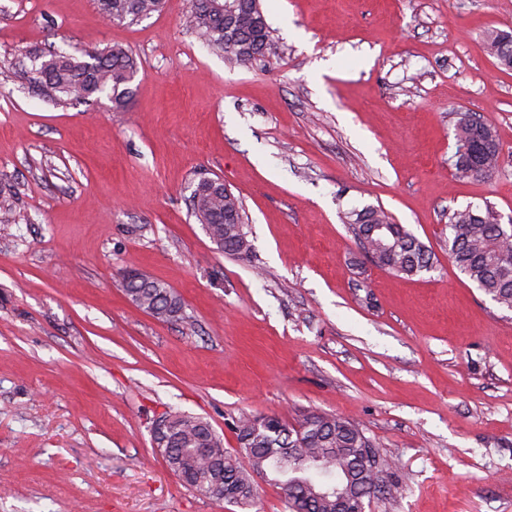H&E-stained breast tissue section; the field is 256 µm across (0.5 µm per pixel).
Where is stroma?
Instances as JSON below:
<instances>
[{"label": "stroma", "instance_id": "1", "mask_svg": "<svg viewBox=\"0 0 512 512\" xmlns=\"http://www.w3.org/2000/svg\"><path fill=\"white\" fill-rule=\"evenodd\" d=\"M261 4L274 51L237 64L186 30L187 0L124 24L96 0H0V69L34 46L140 64L119 110L0 86V512H241L166 467L171 408L229 450L245 414H340L405 488L366 512H512V310L448 258L455 210L512 224V70L486 49L512 0ZM461 112L497 132L492 177L452 165ZM203 176L240 198L249 256L192 214ZM367 206L432 268L367 257L341 220ZM132 271L186 322L137 310ZM148 288L137 281L133 274L123 278V290L126 296H136L144 308L154 309L156 315L151 314L164 322L184 321V304L181 298L164 282L152 279Z\"/></svg>", "mask_w": 512, "mask_h": 512}]
</instances>
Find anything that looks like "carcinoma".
Instances as JSON below:
<instances>
[{"label": "carcinoma", "mask_w": 512, "mask_h": 512, "mask_svg": "<svg viewBox=\"0 0 512 512\" xmlns=\"http://www.w3.org/2000/svg\"><path fill=\"white\" fill-rule=\"evenodd\" d=\"M225 0H189L185 25L216 54L246 64L272 50L271 28L260 0H236L235 13L224 15ZM164 0H97L101 14L114 23L139 21L162 10ZM488 52L500 66L512 61V37L493 31ZM30 68L0 73L4 82L24 80L45 101L60 105L107 96L113 106L125 105L138 63L129 50L113 45L81 57L60 52L29 53ZM457 172L473 177L474 164L497 171L501 152L495 131L470 113L460 114L455 127ZM191 209L224 253L243 257L251 244L243 232L240 199L218 178L202 177L191 195ZM355 239L378 264L397 276H414L433 265L427 247L382 209L367 207L348 216ZM448 255L461 273L497 304L512 309V229L506 230L490 210H458L448 225ZM125 295L136 296L144 308L164 322L184 321L181 298L164 282L147 288L129 274ZM164 419L169 432L163 458L193 492L216 504L250 505L254 473L271 477L287 490L289 512H362L357 498L375 483L385 485L383 499L394 501L401 484L387 480V463L350 418L309 413L293 426L276 416H243L234 426L238 448L223 450V439L200 417L171 410ZM347 494L344 500L334 488Z\"/></svg>", "instance_id": "carcinoma-1"}]
</instances>
